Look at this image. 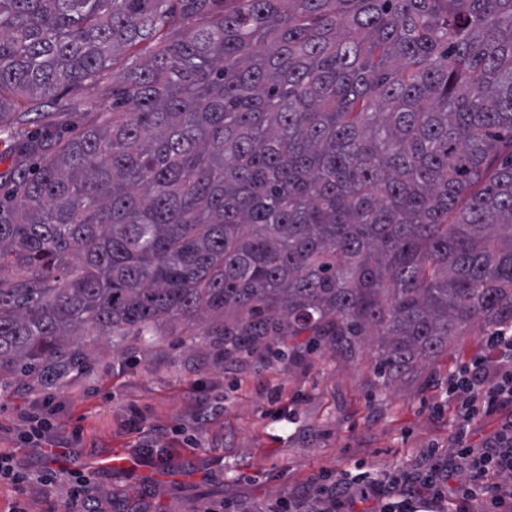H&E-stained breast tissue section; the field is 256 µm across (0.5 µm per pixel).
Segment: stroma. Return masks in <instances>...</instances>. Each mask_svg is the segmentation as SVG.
<instances>
[{
	"label": "stroma",
	"instance_id": "1",
	"mask_svg": "<svg viewBox=\"0 0 512 512\" xmlns=\"http://www.w3.org/2000/svg\"><path fill=\"white\" fill-rule=\"evenodd\" d=\"M142 58L124 50L98 81L58 95L57 130L78 134L93 109L111 104L113 78ZM484 335L473 330L392 383L378 374L371 344L349 360L309 343L230 351L219 336L192 345L174 322L147 342L100 338L89 367L54 388L0 380V456L43 477L26 488L1 477L0 512H64L78 472L90 476L95 512H279L346 474L392 480L427 475L433 459L459 466L462 407L444 392L482 353ZM47 398L52 439L67 448L58 471L23 439L25 415ZM146 444L162 449L161 460L136 461ZM117 451L124 465L101 468Z\"/></svg>",
	"mask_w": 512,
	"mask_h": 512
}]
</instances>
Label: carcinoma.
Segmentation results:
<instances>
[{
  "label": "carcinoma",
  "mask_w": 512,
  "mask_h": 512,
  "mask_svg": "<svg viewBox=\"0 0 512 512\" xmlns=\"http://www.w3.org/2000/svg\"><path fill=\"white\" fill-rule=\"evenodd\" d=\"M138 45L112 112L11 140L0 375L178 322L392 381L512 325V0H0V117Z\"/></svg>",
  "instance_id": "1"
}]
</instances>
